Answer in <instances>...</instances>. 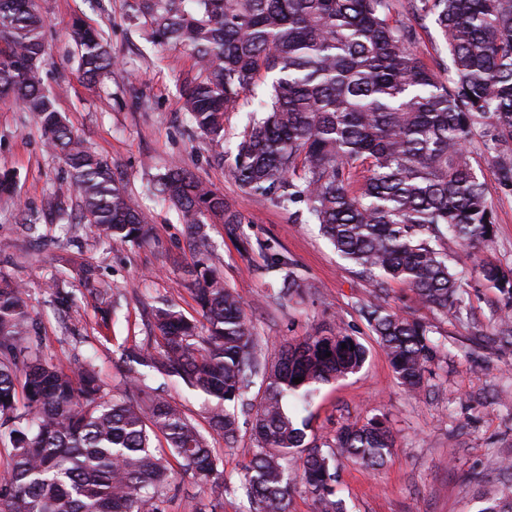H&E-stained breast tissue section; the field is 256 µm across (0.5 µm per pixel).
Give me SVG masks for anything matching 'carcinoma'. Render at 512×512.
Instances as JSON below:
<instances>
[{"mask_svg":"<svg viewBox=\"0 0 512 512\" xmlns=\"http://www.w3.org/2000/svg\"><path fill=\"white\" fill-rule=\"evenodd\" d=\"M151 37L186 49L197 73L184 90L196 132L224 143V115L263 80L266 93L234 148L218 155L248 192L282 209L305 205L307 218L343 259L361 268L373 292L391 282L422 305L459 316L470 271L499 292L505 315L492 341L512 346V267L469 266L447 243L488 244L494 210L472 163L512 143V0H130ZM432 17L451 58L446 78L417 54L403 14ZM45 18L37 0H0V99L32 113L46 144L70 176L40 218L71 209L109 244H140L152 227L112 166L71 130L43 87ZM70 38L83 77L96 82L114 61L103 34L75 19ZM498 185L512 191V154L492 158ZM156 195L176 208L195 238L184 270L201 319L171 305L153 313L155 343L132 351L123 390L105 387L92 358L65 368L43 353L26 291L0 273V436L9 439L0 474V512H165L176 470L203 482L223 477L207 435L237 438L238 407L255 396L257 448L241 472L252 512H288L293 480L321 512H346L336 491V457L385 464L394 438L384 417L339 429L335 442L306 441L310 420L291 413L318 386L357 373L367 349L338 330L280 345L257 356L245 303L224 284L202 228L241 213L192 171L174 165L155 180ZM79 282L102 292L96 267L71 260ZM307 284L284 276L283 299ZM361 315L399 383L417 392L442 345L419 322L369 302ZM331 356H326V353ZM153 372L204 396L201 427L158 393ZM301 377L299 384L293 379ZM299 465L290 477L288 458ZM477 512H512V495L485 497Z\"/></svg>","mask_w":512,"mask_h":512,"instance_id":"1","label":"carcinoma"}]
</instances>
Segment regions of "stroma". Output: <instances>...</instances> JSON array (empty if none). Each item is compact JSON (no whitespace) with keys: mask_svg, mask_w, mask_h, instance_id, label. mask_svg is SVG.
Instances as JSON below:
<instances>
[{"mask_svg":"<svg viewBox=\"0 0 512 512\" xmlns=\"http://www.w3.org/2000/svg\"><path fill=\"white\" fill-rule=\"evenodd\" d=\"M38 5L46 20L41 77L62 87L58 110L123 178L153 227L152 239L140 246L108 245L83 224H45L42 238L27 236L23 218L41 208L68 172L47 149L34 116L0 102V170L15 175L14 195L0 197V272L26 289L40 317L45 354L65 367L92 357L108 389L116 392L124 386L125 353L154 339V308L169 304L196 316L197 304L181 272L191 261L185 226L151 183L153 174L178 161L243 216L239 224H207L206 232L213 264L248 306L258 353L274 342L339 328L368 351L358 373L321 385L305 411L313 435L329 443L342 425L375 415L389 420L395 446L383 466L336 460L348 512H476L482 496L507 491L512 482L502 467L512 462V347L494 345L474 331L500 316L499 293L470 280L468 318L460 321L415 303L404 285L387 288L386 306L427 325L447 348L425 389L407 391L361 316L360 307L372 293L358 267L336 254L318 225L290 218L241 188L215 161L214 146L189 129L182 88L196 74L190 54L156 45L127 0H38ZM78 18L106 33L115 64L103 83L87 82L78 70L68 36ZM475 168L495 207L494 241L475 255L512 266V193L495 182L489 153L478 156ZM71 244L81 247L110 284L108 296L90 294L72 277L64 262ZM290 271L308 289L289 301L274 296L273 287ZM60 287L71 297L63 310L55 301ZM251 420L241 416V432L232 444L218 436L209 439L227 477L222 493L213 494L191 474L178 472L166 512H190L197 501L216 503V512H250L239 477L256 448Z\"/></svg>","mask_w":512,"mask_h":512,"instance_id":"stroma-1","label":"stroma"}]
</instances>
